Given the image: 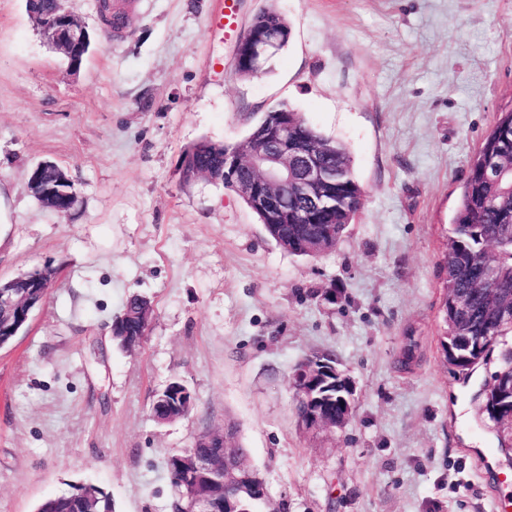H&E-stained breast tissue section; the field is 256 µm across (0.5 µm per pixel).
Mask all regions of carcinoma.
I'll return each mask as SVG.
<instances>
[{
    "instance_id": "1",
    "label": "carcinoma",
    "mask_w": 512,
    "mask_h": 512,
    "mask_svg": "<svg viewBox=\"0 0 512 512\" xmlns=\"http://www.w3.org/2000/svg\"><path fill=\"white\" fill-rule=\"evenodd\" d=\"M297 133L305 134L315 145L323 162L336 170V210L319 218L303 217L298 224L268 227L267 232L279 246L295 256H305L296 239L316 235L325 224H332L335 236L324 242L321 251L336 247L348 224L363 203V191L353 175L350 156L345 148L309 126L300 113H294ZM494 156L500 165L512 168V110L499 117L470 161V171L463 185L461 203L448 236L443 265V332L442 349L452 348L460 371H469L493 354L500 339L512 336V313L497 316L488 322L492 313L485 299V289L494 281H512V190L504 184L485 178L487 157ZM149 300L132 295L121 315L116 317L115 340L122 348L141 335L140 320L130 313ZM168 402L162 406L166 413H178L183 404L180 393L183 383L173 380L166 386ZM503 438L512 439V394L500 403V415H489ZM262 487H247L240 492V508L245 512H267L269 507L261 497ZM84 501L73 492L52 497L41 503L38 512H85Z\"/></svg>"
}]
</instances>
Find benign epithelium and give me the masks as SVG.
Masks as SVG:
<instances>
[{
  "label": "benign epithelium",
  "mask_w": 512,
  "mask_h": 512,
  "mask_svg": "<svg viewBox=\"0 0 512 512\" xmlns=\"http://www.w3.org/2000/svg\"><path fill=\"white\" fill-rule=\"evenodd\" d=\"M52 45L67 58L86 54L90 43L86 27L70 10L69 0H53L51 12L33 15ZM285 35L270 29L249 25L238 37L235 46V66L238 73L259 74L264 60L284 41ZM296 124L289 120L288 110L267 112L253 129L248 139L249 147L239 152L224 153V172L214 173L208 169L194 167V156L189 155L182 163L195 178H204L211 183H227L230 191L244 200L258 214L265 226L291 224L302 213L293 209L288 199V186L298 184L308 200V209H329L336 205V172L326 166L320 153L311 145L300 142L295 133ZM54 165L43 161L34 169L29 179L30 192L43 200V205L54 208L58 196L67 195L64 215L68 216L79 204L76 190H62L58 183L67 181L62 169H57L58 180L43 181V169ZM53 283V271L36 269L7 281H0V347L8 344L27 324L31 312L47 298ZM297 382L294 387L296 401L303 404L298 416L301 427L307 431L334 430L336 419L329 416L321 406L318 390L319 375L338 370L317 367L313 360L298 363ZM185 408L178 414L153 413L159 423L170 422L189 415L195 406V396L183 392ZM228 430H214L197 436L192 447L179 454V473H201L208 480V493L198 495L189 489L179 491L186 501L184 512H241L239 501L224 493V485L235 479L238 464L245 459L223 452L218 457L203 459L196 453L198 448H224L227 446Z\"/></svg>",
  "instance_id": "benign-epithelium-1"
}]
</instances>
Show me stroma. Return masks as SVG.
Returning <instances> with one entry per match:
<instances>
[{"instance_id": "35a3bbf8", "label": "stroma", "mask_w": 512, "mask_h": 512, "mask_svg": "<svg viewBox=\"0 0 512 512\" xmlns=\"http://www.w3.org/2000/svg\"><path fill=\"white\" fill-rule=\"evenodd\" d=\"M71 0L93 49L79 70L25 8L0 0V184L14 222L0 278L45 266L46 300L0 347V512H36L73 484L112 512H172L168 453L235 426L284 512H501L512 469L479 391L446 362L442 265L469 160L512 108V0ZM287 45L252 78L237 33L260 12ZM288 105L348 152L364 205L335 249L298 257L223 185L183 182V152L238 145ZM51 160L81 197L41 206L31 169ZM133 294L153 306L128 351L111 326ZM335 356L354 385L352 420L297 423L291 370ZM196 395L154 420L171 380Z\"/></svg>"}]
</instances>
